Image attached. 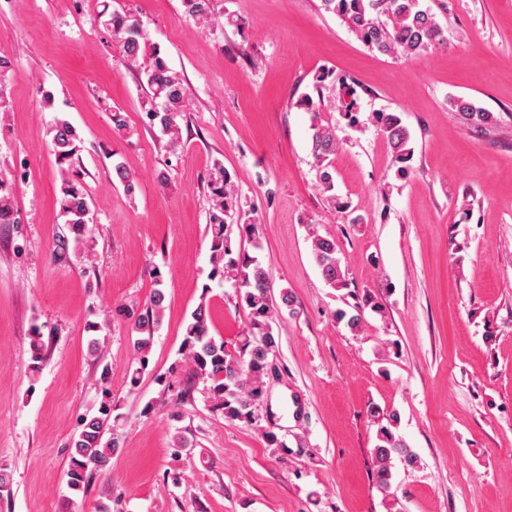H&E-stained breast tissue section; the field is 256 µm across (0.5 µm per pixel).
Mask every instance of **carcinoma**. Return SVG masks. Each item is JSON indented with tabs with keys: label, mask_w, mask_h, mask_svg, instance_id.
Returning a JSON list of instances; mask_svg holds the SVG:
<instances>
[{
	"label": "carcinoma",
	"mask_w": 512,
	"mask_h": 512,
	"mask_svg": "<svg viewBox=\"0 0 512 512\" xmlns=\"http://www.w3.org/2000/svg\"><path fill=\"white\" fill-rule=\"evenodd\" d=\"M182 5L186 17L194 22L213 20V0H182ZM321 8L339 17L367 48L392 58L417 56L444 40L435 14L424 7L421 0H321ZM107 24L128 64L133 65L140 57L151 53L149 66L139 72L141 82L151 93L152 108L148 111V118L151 123L159 124L161 132L168 137L170 147L179 148V119L183 116L187 100L182 80L170 69L159 47H147V34L138 20L114 11ZM452 105L463 124L469 127L483 129L498 123L494 113L467 98L458 97ZM372 120L395 159L400 163L408 162L413 155L411 134L401 117L394 112H375ZM311 129V152L317 182L324 191L330 192L334 189L332 157L340 142L335 129L329 125L314 123ZM48 136L47 145L61 177L57 202L71 234V237L60 240L58 248L64 253L70 249L79 253L84 248L89 215V194L74 170L83 141L75 127L62 119L55 120ZM208 187L211 192L208 214L211 268L208 279L219 284L232 281L237 302L248 310V328L241 336L239 354L234 356L226 352L224 341H218L210 334L207 304L199 303L184 328L179 349L181 359L168 370V375L182 366L189 368L195 379L207 383L212 407L221 411L224 418L249 422L253 418L255 401L264 394L271 357L277 348L273 328L275 306L266 268L248 253L235 254L231 248L232 227H237L240 235L253 238L257 225L240 222V201L230 172L220 164L215 165L208 178ZM19 219L12 188L0 179V224H17ZM312 255L327 286L333 289L346 287L347 272L334 237L314 234ZM164 308L165 294L160 289L154 290L149 305L138 315L120 306L115 308L117 315L134 320V328L139 333L133 341V347L140 355V367L130 377L133 387L148 366L147 354L153 334L162 323ZM367 308L376 313L382 312L376 296L369 295L363 303L353 306L351 313L337 310L336 320L357 332ZM102 395L98 412L82 418L70 441L67 487L73 492L85 489L93 475L108 470L112 458L122 448L121 416L113 415L116 405L112 403L108 388L102 389ZM397 420V414L388 415L387 423L377 430V442L373 448L376 478L384 490L391 486L394 459L399 458L408 465L416 462L415 454L393 431ZM13 496L12 475L1 465L0 501H9Z\"/></svg>",
	"instance_id": "1"
}]
</instances>
